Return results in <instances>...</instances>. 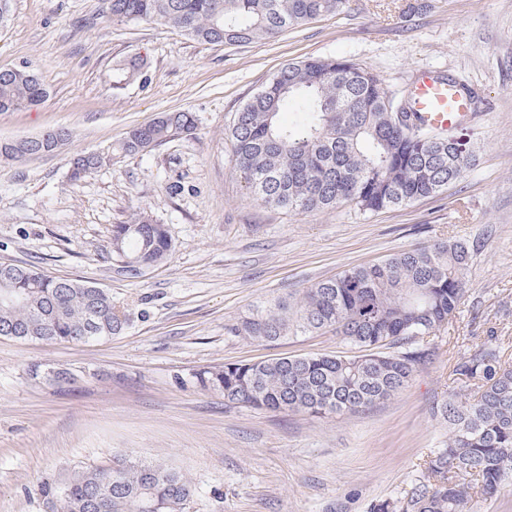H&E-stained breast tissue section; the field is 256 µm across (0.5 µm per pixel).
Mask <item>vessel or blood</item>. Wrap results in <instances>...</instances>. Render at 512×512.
Listing matches in <instances>:
<instances>
[{
	"mask_svg": "<svg viewBox=\"0 0 512 512\" xmlns=\"http://www.w3.org/2000/svg\"><path fill=\"white\" fill-rule=\"evenodd\" d=\"M408 100L417 121L441 134L471 119L469 94L433 71L414 78Z\"/></svg>",
	"mask_w": 512,
	"mask_h": 512,
	"instance_id": "obj_1",
	"label": "vessel or blood"
}]
</instances>
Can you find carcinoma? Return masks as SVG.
<instances>
[{
  "instance_id": "cac0c4a2",
  "label": "carcinoma",
  "mask_w": 512,
  "mask_h": 512,
  "mask_svg": "<svg viewBox=\"0 0 512 512\" xmlns=\"http://www.w3.org/2000/svg\"><path fill=\"white\" fill-rule=\"evenodd\" d=\"M112 19L164 21L210 44L244 45L340 10L344 0H107ZM145 66L139 56L110 69L112 88L123 89ZM46 89L25 66L0 71V112L41 102ZM296 119L285 125L288 106ZM193 113L164 112L131 129L118 145L124 155L147 153L195 129ZM232 161L252 197L274 209L307 214L352 204L363 212L406 206L436 195L474 165L471 142L456 146L422 127L406 101L393 98L373 72L345 58L290 63L235 113L229 130ZM71 133L57 128L0 141V160L50 154ZM112 153L88 151L71 162L80 181ZM173 250L165 225L146 211L112 225V266L129 279L143 277ZM470 260L461 242L401 250L318 281L301 297L284 294L252 306L224 327L225 335L258 343L331 329L360 355L285 356L226 363L196 374L201 387L228 403L256 410L342 415L385 402L412 381L423 350L395 352L448 325L468 293ZM0 326L23 329L20 340L77 342L97 323L93 338L121 333L125 314L112 294L92 283L51 276L33 265L0 275ZM457 379L477 388L476 398L449 397L438 412L451 426L448 444L429 461L427 479L400 505L384 501L373 512H462L469 490L492 498L512 484V368L496 349L482 346L454 367ZM100 493L103 512H186L195 488L164 464L115 456L109 463L72 472L49 490V512H89Z\"/></svg>"
}]
</instances>
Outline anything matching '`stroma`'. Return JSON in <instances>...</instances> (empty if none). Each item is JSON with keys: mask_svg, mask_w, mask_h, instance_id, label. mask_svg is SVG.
<instances>
[{"mask_svg": "<svg viewBox=\"0 0 512 512\" xmlns=\"http://www.w3.org/2000/svg\"><path fill=\"white\" fill-rule=\"evenodd\" d=\"M131 55L145 59L143 76L113 89L111 66ZM342 57L397 98L423 70L473 90L477 161L466 177L378 212L344 204L302 215L249 197L225 134L234 113L286 64ZM23 65L47 98L0 112V140L57 127L73 136L54 154L0 161V261L106 288L128 325L88 343L0 336V512H48L45 489L115 456L180 470L195 487L189 512H372L405 500L448 442L437 408L466 392L457 361L490 345L512 364V0H345L245 45L115 22L106 0H12L0 70ZM178 111L194 113L192 135L70 181L74 154ZM143 208L174 248L127 279L112 270V227ZM454 241L470 247L469 291L392 399L314 417L228 404L198 385L196 373L230 362L348 352L331 331L258 344L224 326L351 266ZM58 371L68 381H54Z\"/></svg>", "mask_w": 512, "mask_h": 512, "instance_id": "obj_1", "label": "stroma"}]
</instances>
